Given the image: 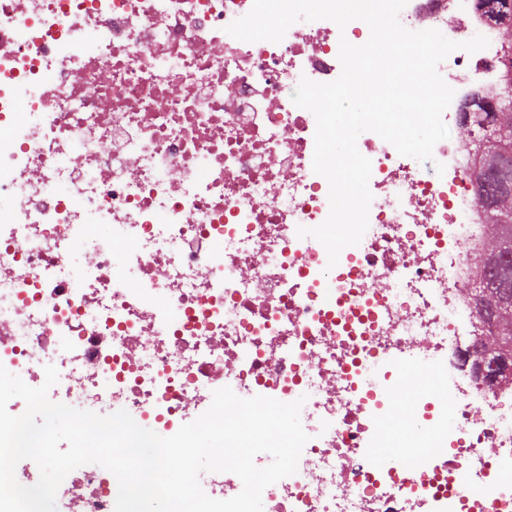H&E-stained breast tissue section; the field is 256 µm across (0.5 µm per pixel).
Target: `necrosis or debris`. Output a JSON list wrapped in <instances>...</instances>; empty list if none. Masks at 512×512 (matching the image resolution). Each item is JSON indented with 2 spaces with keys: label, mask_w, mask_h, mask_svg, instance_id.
Segmentation results:
<instances>
[{
  "label": "necrosis or debris",
  "mask_w": 512,
  "mask_h": 512,
  "mask_svg": "<svg viewBox=\"0 0 512 512\" xmlns=\"http://www.w3.org/2000/svg\"><path fill=\"white\" fill-rule=\"evenodd\" d=\"M253 0H0V365L29 386L172 436L215 390L303 400L296 474L264 512H512V380L469 357L495 333L472 300L484 209L472 153L438 175L374 132L368 229L335 267L298 227L328 216L316 122L292 95L341 73L368 31L300 21L244 42ZM414 31L487 48L439 66L460 126L508 89L477 0H408ZM31 88L27 99L19 87ZM430 362L411 459L372 457L391 404ZM116 477L70 474L60 512H115Z\"/></svg>",
  "instance_id": "obj_1"
}]
</instances>
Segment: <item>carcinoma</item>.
<instances>
[{
	"instance_id": "obj_1",
	"label": "carcinoma",
	"mask_w": 512,
	"mask_h": 512,
	"mask_svg": "<svg viewBox=\"0 0 512 512\" xmlns=\"http://www.w3.org/2000/svg\"><path fill=\"white\" fill-rule=\"evenodd\" d=\"M489 7V20L512 25V0H479ZM489 113L476 112L465 139L478 144L480 155L474 179L481 191L484 207L492 209L494 225L501 231L495 250H484L480 286L475 303L483 305L484 315L492 319L496 334L489 343L512 345V334L502 332L498 320L501 309H512V204L498 207L503 196L512 195V128L488 121Z\"/></svg>"
}]
</instances>
